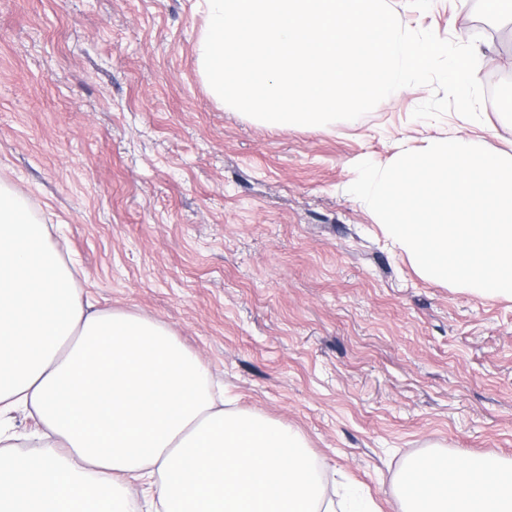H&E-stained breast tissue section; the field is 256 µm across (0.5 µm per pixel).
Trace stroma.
I'll return each mask as SVG.
<instances>
[{
  "instance_id": "1",
  "label": "stroma",
  "mask_w": 512,
  "mask_h": 512,
  "mask_svg": "<svg viewBox=\"0 0 512 512\" xmlns=\"http://www.w3.org/2000/svg\"><path fill=\"white\" fill-rule=\"evenodd\" d=\"M486 65L481 121L413 118L411 86L352 121L279 130L222 105L205 0H0V181L30 199L95 310L157 321L229 408L300 432L327 493L398 512L429 454L512 460V299L422 277L362 200L355 164L469 135L512 153V27L478 0H389Z\"/></svg>"
}]
</instances>
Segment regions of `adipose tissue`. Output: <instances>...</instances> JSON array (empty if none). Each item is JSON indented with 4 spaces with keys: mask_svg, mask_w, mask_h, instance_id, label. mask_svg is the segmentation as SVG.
Listing matches in <instances>:
<instances>
[{
    "mask_svg": "<svg viewBox=\"0 0 512 512\" xmlns=\"http://www.w3.org/2000/svg\"><path fill=\"white\" fill-rule=\"evenodd\" d=\"M163 325L84 304L28 198L0 183V512H378L325 496L303 438L227 410ZM49 443L19 456L11 413ZM399 512H512V461L410 462Z\"/></svg>",
    "mask_w": 512,
    "mask_h": 512,
    "instance_id": "ef3b65f1",
    "label": "adipose tissue"
}]
</instances>
